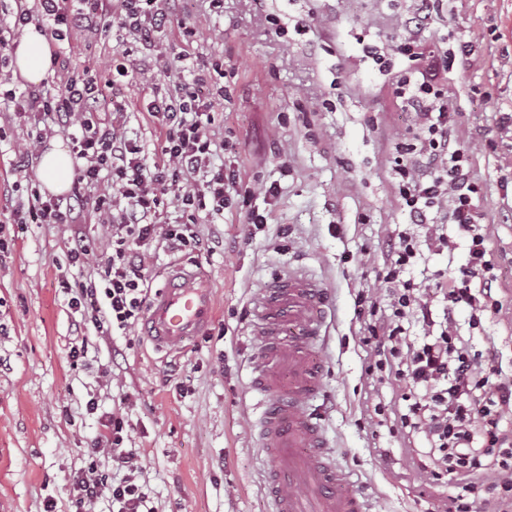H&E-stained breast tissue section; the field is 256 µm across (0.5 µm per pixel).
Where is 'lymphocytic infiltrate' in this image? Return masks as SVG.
I'll return each mask as SVG.
<instances>
[{"label": "lymphocytic infiltrate", "instance_id": "f902f5d3", "mask_svg": "<svg viewBox=\"0 0 512 512\" xmlns=\"http://www.w3.org/2000/svg\"><path fill=\"white\" fill-rule=\"evenodd\" d=\"M38 21L52 43L68 38L83 27L105 29L112 23L128 27L137 41L151 47L170 22L161 0H82L67 6L65 0H35L34 9L18 7L15 27ZM367 54L380 69H389L393 55L407 59L397 77L395 96L416 115L410 142L402 144L392 159L398 194L415 224L429 225L427 242L435 250L451 249L454 240L465 243L467 261L436 284L437 299L405 280L406 269L420 252L413 237L402 235L390 242L388 256L377 274L389 303L379 306L371 295L358 294L355 309L363 327V342L372 351L367 371L373 382L391 378L403 383L405 403L395 423L409 434L420 435L427 452H411L420 474L440 479L452 476L463 485V495L451 500L448 512H472L470 498L481 483L474 475L500 488L491 512L512 507V380L490 384L481 364L456 334L452 317L434 322V301L448 308H471L472 322L500 312L503 302L494 282L495 256L484 231L486 219L481 189L471 174L470 149L452 136L454 106L448 95V57L408 37L391 51L368 48ZM130 75L124 61H116L106 84L68 76L58 95L30 92L29 111L50 119L60 128L79 126L75 151L83 164L65 197L43 198L32 192L16 212L18 223L34 219L40 224L73 225L68 260L87 264L89 250L78 226V206L84 205L87 186L98 183L101 171L112 174L115 195H100L93 208L112 223V248L102 265L99 283L79 286L69 307L100 334L128 330L141 321L146 308L149 270L141 252L153 242L170 253L196 248L199 239L192 224H172L164 216L166 204L195 213L205 209L224 212V191L236 176L210 163L214 141L207 132L205 115L212 101L202 97L197 82L176 81L172 94L154 99L149 112L161 116L162 158L148 162L122 126H104L96 116L117 110L116 98L107 88L124 84ZM452 205V225L432 223L430 211ZM428 328L422 339L407 334L405 321ZM123 423L112 421V453L130 474L115 483L79 474L73 478L75 504L84 507L102 495H110L117 512H151L147 496L133 477L136 454L124 449Z\"/></svg>", "mask_w": 512, "mask_h": 512}]
</instances>
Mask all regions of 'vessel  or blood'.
Here are the masks:
<instances>
[{
  "label": "vessel or blood",
  "instance_id": "obj_1",
  "mask_svg": "<svg viewBox=\"0 0 512 512\" xmlns=\"http://www.w3.org/2000/svg\"><path fill=\"white\" fill-rule=\"evenodd\" d=\"M323 284L301 270L275 279L254 299L249 334L256 350L251 385L270 395L261 421L264 450L275 461L267 476L274 512H365L348 489L322 428L307 408L322 389L316 346L326 322ZM215 319L210 279L182 267L148 303L145 327L157 349L182 350Z\"/></svg>",
  "mask_w": 512,
  "mask_h": 512
}]
</instances>
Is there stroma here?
Listing matches in <instances>:
<instances>
[{"label": "stroma", "mask_w": 512, "mask_h": 512, "mask_svg": "<svg viewBox=\"0 0 512 512\" xmlns=\"http://www.w3.org/2000/svg\"><path fill=\"white\" fill-rule=\"evenodd\" d=\"M417 0H177L172 25L155 50L115 25L82 28L60 44L43 85L74 72L104 78L114 57L136 66L118 99L129 138L160 159L161 121L147 112L155 95L172 92L167 76L180 64L185 78L225 87L227 97L209 128L226 142L215 163L236 174L239 188L270 219L255 234L245 211L198 213L199 244L172 256L164 246L145 251L148 288L157 291L169 268L202 265L215 288L217 318L210 333L179 352L156 350L140 328L90 335L84 358L73 359L75 323L66 286L96 278L112 228L84 207L82 228L92 263L70 265L71 228L19 224L15 211L43 190L39 162L16 167L17 153L35 137L71 144L73 127L41 135L33 114L16 106L30 84L0 60V512H74L72 477L91 469L120 476L108 451L94 446L112 416L124 421L125 447L135 449L136 482L155 512H271L265 475L273 467L260 443L265 397L250 385L248 336L254 292L291 269L325 286L327 328L317 349L325 367L323 388L310 411L333 444L349 489L370 512H445L459 493L449 479L429 480L412 466L408 442L367 404L397 410L396 386L373 384L370 350L360 341L354 301L359 292L387 297L376 272L387 242L413 235L420 257L408 269L415 287L434 289L437 276L466 261L464 242L452 252L426 247L424 226L411 223L399 201L389 160L413 128L411 113L394 96L408 62L393 59L383 71L364 45H392L405 37L403 22ZM196 26L189 34L185 25ZM438 51L473 42L472 65L448 68L456 103L455 133L471 150L482 187L486 231L494 245L500 314L471 325L467 307L454 310L472 349L497 348L496 368L512 376V0H436L432 17L416 34ZM277 184V198L261 186ZM96 410H89L88 402Z\"/></svg>", "instance_id": "35a3bbf8"}]
</instances>
